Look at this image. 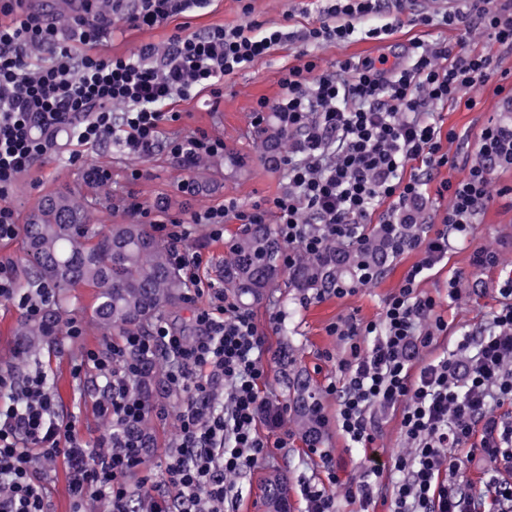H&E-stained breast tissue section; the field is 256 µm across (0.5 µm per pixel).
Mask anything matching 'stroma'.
I'll return each instance as SVG.
<instances>
[{"mask_svg": "<svg viewBox=\"0 0 512 512\" xmlns=\"http://www.w3.org/2000/svg\"><path fill=\"white\" fill-rule=\"evenodd\" d=\"M310 2L252 0V17L266 27H309L317 24L319 18L317 11L310 9ZM439 10L435 0H406L403 8L386 10V18L399 20L386 39L375 41L358 36L344 44L327 41L310 46L309 52L328 66L347 57L362 59L381 54L387 55L390 61L402 63L414 42L431 44L445 40L453 44L461 40L459 31L454 29L412 25L413 14ZM465 42L468 50L491 55L499 72L480 89L473 108L448 102L434 109L444 130L455 133L447 148L449 156L456 160L455 166L437 168L425 177L427 206L423 217L427 223L435 225L441 223L448 205L447 200L440 198L438 190L442 182H455L465 176L469 165L477 158L482 128L491 123H512V103L495 91L500 72H512V49L477 35ZM301 52V46L288 43L252 67L225 77L220 104H212L205 92L191 93L175 104V111L182 114L177 130L186 134L201 129L222 138L226 146L224 157L205 159L186 168L163 148L149 159L137 160L127 156L116 144L82 146L62 135L54 153L19 180L14 195L18 219H25L43 195L64 188L84 194L91 203L92 222L105 226L131 222L128 212L131 204L140 202L151 206L161 197L168 201L165 214L169 217H186L195 211L218 207L229 197L246 206L272 201L286 187V171L282 163L270 162L259 150L250 111L259 97L279 96V71L286 65L301 64ZM90 167L109 171L110 177L104 186L83 182L82 174ZM134 168L141 172L136 180L130 177ZM202 176L214 183V190L195 191L193 184ZM481 248L495 252L498 264L475 267L472 257ZM418 258L415 252L395 255L384 266L383 275L376 283L342 298L320 297L315 290L299 292L281 284L269 289L263 301L250 309L266 349L267 382L263 396L272 401H285L282 374L286 371L299 373L309 381L316 395L321 396L326 413L335 414L336 400L325 395L324 390L329 383L340 379L334 356L340 353L341 344L329 334L330 324L349 316L364 321L377 320L386 297L398 288L406 271ZM511 272L512 198L498 196L480 211L471 240L449 253L447 263L430 272L420 284L421 291L436 298L438 313L452 322L456 330L455 336L439 339L438 351L455 349L457 335L467 333L476 337L486 330L488 317L496 306L495 289ZM454 277L460 280L461 298L452 303L448 300V281ZM68 298L63 318L80 325V337L73 340L60 336L58 344L32 353L23 362L16 354L15 330L24 312L14 304L0 302V365H13L21 378L37 371L46 374L49 389L61 408L77 416L80 438L89 450L96 451L112 431L111 423L101 418L95 409L104 383L92 372L87 373L83 381H75L71 369L74 357L83 350L98 347L104 335L91 318L92 289H71ZM283 345L290 349L288 365L284 368L276 359ZM257 429L270 444L268 455L265 461L236 480L232 512H266L263 486L268 475L274 472L288 484L290 512H304L303 484L328 482L320 459L310 454L307 443L288 421L276 426L262 421ZM283 436L288 439L287 447H277V440ZM321 446L331 453L341 482L359 478L361 450L348 449L345 438L333 428L324 432Z\"/></svg>", "mask_w": 512, "mask_h": 512, "instance_id": "1", "label": "stroma"}]
</instances>
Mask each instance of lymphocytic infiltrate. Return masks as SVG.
Returning a JSON list of instances; mask_svg holds the SVG:
<instances>
[{
    "label": "lymphocytic infiltrate",
    "instance_id": "lymphocytic-infiltrate-1",
    "mask_svg": "<svg viewBox=\"0 0 512 512\" xmlns=\"http://www.w3.org/2000/svg\"><path fill=\"white\" fill-rule=\"evenodd\" d=\"M78 14L55 20L33 0H0V241L18 236L11 204L21 176L53 150L58 132L84 146L115 141L132 158L152 157L159 146L183 165L223 155L224 141L203 130L171 136L168 124L180 114L176 99L191 91L223 96L225 76L246 69L291 40L349 42L356 34L381 40L393 31L385 23L365 27L381 11L382 0H319V25L296 33L270 26L254 34L251 0H242V24L214 25L200 32L181 24L186 13L209 0H79ZM464 9L420 13L413 22L479 33L512 45V0L489 9L485 0H465ZM171 27L164 45L142 43L124 54L109 52L114 31ZM49 57L33 62V50ZM495 72L491 56L457 52L448 43L415 45L409 62L390 64L387 56L337 61L325 68L318 58L282 67L276 99L262 97L251 110L252 126L277 113L289 137L287 188L267 206L242 208L233 198L189 218H158L147 205H131L139 223L152 225L168 241L171 263L191 290H199L200 266L209 240L223 237L228 220L265 224L276 219L288 247L287 264L299 255L319 253L327 238L353 244L365 239L364 224L377 205L388 208L382 236L398 252L420 251L421 258L385 301L381 317L332 323L328 331L344 346L337 365L342 379L325 392L336 399V427L351 447L364 452V470L354 482H341L332 456L320 452L327 493L305 484V512H336L339 499L359 504L375 499L388 512H512V416L497 406L512 402V276L496 290L499 301L489 330L462 338L448 355L425 359L452 326L437 314V302L420 291L423 275L467 241L480 210L492 199L491 171L512 164V126L490 124L479 135L478 163L441 190L448 206L441 226L406 234L425 207L424 182L406 174L410 162L426 169L448 165L447 151L432 104L464 103L468 93ZM207 233L192 238L190 225ZM13 261H0V301L14 302L38 317L52 298L50 289L21 294ZM162 356L168 363L170 391L187 393L176 412V441L165 454L160 477L143 471L139 448L108 445L89 452L74 416H61L42 375L16 381L0 370V512H48L49 488L39 470L43 459L63 458L69 473L73 512L86 500L102 512H130L135 489H142V512H224L232 480L267 456L257 424L268 403L264 342L252 315L223 289L211 291L209 308L197 311L195 332L166 321L152 330L104 339L83 351L72 365L75 379L94 369L105 382L96 401L113 429L142 419L146 405L131 388L139 360ZM225 396L227 409L215 406ZM400 416L399 443L376 447L374 409ZM484 470L481 490L460 477L464 468Z\"/></svg>",
    "mask_w": 512,
    "mask_h": 512
}]
</instances>
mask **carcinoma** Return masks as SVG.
Masks as SVG:
<instances>
[{
    "label": "carcinoma",
    "mask_w": 512,
    "mask_h": 512,
    "mask_svg": "<svg viewBox=\"0 0 512 512\" xmlns=\"http://www.w3.org/2000/svg\"><path fill=\"white\" fill-rule=\"evenodd\" d=\"M265 151L280 149L287 135L276 115L260 130ZM29 271L26 287L68 288L86 286L94 291L92 318L115 336L148 328L165 307L180 304L187 284L169 260V248L148 224H111L98 230L90 224L89 204L71 190L45 195L29 212L25 224ZM284 242L270 224H250L231 240L217 271L235 298L246 305L262 300L268 288L286 277L300 290L336 287V281L351 273L359 261L354 250L330 242L315 257L299 256L285 270L280 264ZM60 323L55 308L22 324L18 330L19 349L27 354L57 335ZM162 359L144 358L132 380L147 408L162 393ZM283 383L292 388V420L304 440L319 443L322 428L318 403L310 386L297 376L283 372ZM122 436L141 448L154 447L148 418L128 424ZM264 498L269 512H286L288 487L278 477L265 482Z\"/></svg>",
    "instance_id": "cac0c4a2"
}]
</instances>
